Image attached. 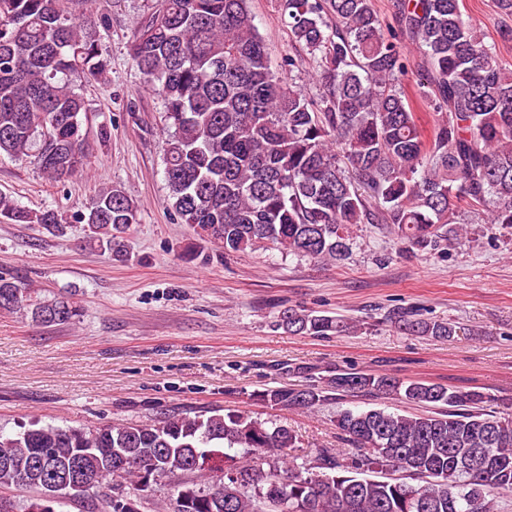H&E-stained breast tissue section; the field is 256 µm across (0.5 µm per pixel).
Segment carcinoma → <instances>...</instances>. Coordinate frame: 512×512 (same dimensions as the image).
<instances>
[{
  "instance_id": "1",
  "label": "carcinoma",
  "mask_w": 512,
  "mask_h": 512,
  "mask_svg": "<svg viewBox=\"0 0 512 512\" xmlns=\"http://www.w3.org/2000/svg\"><path fill=\"white\" fill-rule=\"evenodd\" d=\"M65 0H0V154L31 155L62 182L83 168V96L75 82L106 71L99 29ZM292 41L316 63L315 99L272 68L249 0H161L138 23L130 56L165 101L168 206L224 252L276 249L342 262L353 226L388 224L410 249L435 250L460 213L488 210L512 225V70L498 61L460 0H400L387 33L373 0H280ZM415 47L423 96L434 114L426 139L396 87ZM0 215L59 229L86 224L89 239L116 257L136 206L107 186L66 218L26 210L0 194ZM0 310L45 324L80 316L65 297L33 299L0 276ZM384 320L415 336L448 339L456 326L392 309ZM276 326L294 335L353 333L340 316L289 308ZM347 396L397 400L337 411L340 448L297 462L293 430L237 409L165 414L146 424L0 431V489H34L40 512L49 481L73 469L110 490L109 506L150 469L170 492L164 512H498L512 493V420L492 410L483 387L400 379L339 368L306 373L293 387L255 394L271 407L313 411ZM224 481L215 482L216 472Z\"/></svg>"
}]
</instances>
